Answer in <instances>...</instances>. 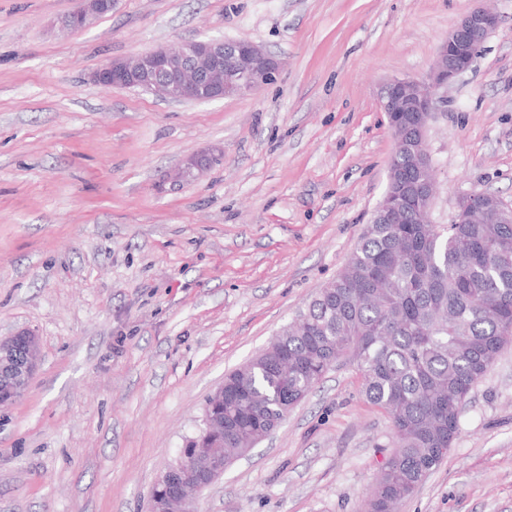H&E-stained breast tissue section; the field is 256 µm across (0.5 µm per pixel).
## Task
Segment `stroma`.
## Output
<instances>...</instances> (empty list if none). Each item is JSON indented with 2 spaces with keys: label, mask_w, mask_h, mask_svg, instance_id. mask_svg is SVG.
<instances>
[{
  "label": "stroma",
  "mask_w": 512,
  "mask_h": 512,
  "mask_svg": "<svg viewBox=\"0 0 512 512\" xmlns=\"http://www.w3.org/2000/svg\"><path fill=\"white\" fill-rule=\"evenodd\" d=\"M0 0V336L41 360L0 406V512H146L207 397L355 250L394 150L380 94L423 77L479 0ZM427 132L437 224L460 196L512 206V0ZM247 38L282 63L254 94L170 102L92 80L184 39ZM222 151L171 183L189 156ZM394 450L356 367L330 370L197 512H364ZM401 512H512V345ZM119 0H85L80 8L70 13L64 26L70 31L81 30L88 22L91 13L114 10Z\"/></svg>",
  "instance_id": "1"
}]
</instances>
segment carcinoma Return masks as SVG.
Returning <instances> with one entry per match:
<instances>
[{
  "instance_id": "cac0c4a2",
  "label": "carcinoma",
  "mask_w": 512,
  "mask_h": 512,
  "mask_svg": "<svg viewBox=\"0 0 512 512\" xmlns=\"http://www.w3.org/2000/svg\"><path fill=\"white\" fill-rule=\"evenodd\" d=\"M471 224H421L422 203L398 224H368L345 267L278 337L224 376V427L182 448L184 475L231 462L276 428L342 360L366 401L391 422L395 449L366 512H398L448 454L460 415L512 343V223L476 191Z\"/></svg>"
}]
</instances>
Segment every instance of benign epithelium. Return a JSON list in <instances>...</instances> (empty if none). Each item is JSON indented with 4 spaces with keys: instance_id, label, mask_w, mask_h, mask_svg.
Masks as SVG:
<instances>
[{
    "instance_id": "obj_1",
    "label": "benign epithelium",
    "mask_w": 512,
    "mask_h": 512,
    "mask_svg": "<svg viewBox=\"0 0 512 512\" xmlns=\"http://www.w3.org/2000/svg\"><path fill=\"white\" fill-rule=\"evenodd\" d=\"M118 2L83 0L82 6L65 18L64 26L78 31L87 24L92 13L113 10ZM499 22L494 9H475L448 31L426 77L395 78L383 87L381 108L389 118L394 150L410 156L419 170L429 172L433 169L427 131L442 93L470 67ZM279 70V60L252 40H187L174 47H159L114 59L94 72L92 80L104 88H136L177 102H210L252 93L273 82ZM221 157L222 154L213 152L190 157L179 167L175 180L194 177ZM413 192L430 204L437 192V183L429 179L418 181L413 185ZM405 205L403 198L386 194L375 214H382L392 221ZM19 336L26 338L27 343L14 361L17 384L30 381L38 360L36 335L20 329L0 336V362L9 356V350ZM223 473L221 467L204 479L192 481L179 479L172 471L163 473L162 479L173 484V494L165 504V512H180L188 502L187 494L202 491Z\"/></svg>"
}]
</instances>
